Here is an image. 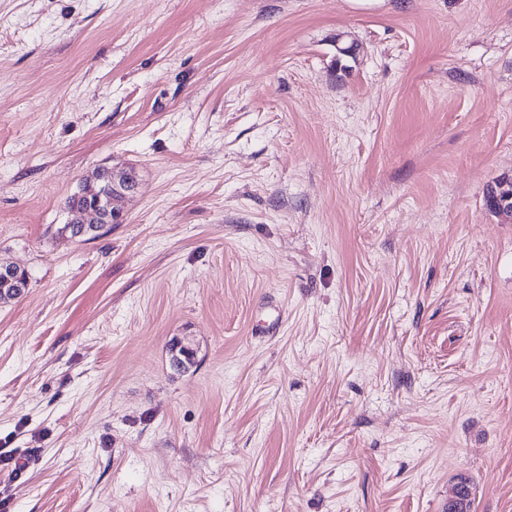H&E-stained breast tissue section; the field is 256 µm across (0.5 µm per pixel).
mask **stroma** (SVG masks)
<instances>
[{
    "label": "stroma",
    "instance_id": "obj_1",
    "mask_svg": "<svg viewBox=\"0 0 512 512\" xmlns=\"http://www.w3.org/2000/svg\"><path fill=\"white\" fill-rule=\"evenodd\" d=\"M505 176L512 0H0V512H512ZM92 195L95 196L94 205H90L83 210L76 211L75 220L58 228V233H68L70 238H75L81 232V228L75 232V227L71 228L70 224H89L86 234L78 237L79 239L85 238L84 240L88 241L109 232L112 229V222H116L123 217L122 212L119 213L116 210L114 212L112 211V206L118 203V201L113 197H106L103 199V193L98 192L95 188H90L87 191V197L90 198ZM93 224L97 225L95 226ZM98 224H109V226L106 228V231L100 233L103 230H100L101 227ZM20 268L14 265L0 266V276L5 279H13ZM29 277L23 272L18 278H14L10 283L0 280V301L17 299L24 295L26 289L29 287ZM198 348L185 339L177 338L172 343L171 366L188 369L196 363ZM173 367V366H172ZM471 495L468 479L461 476L452 489V495L448 498V512H470Z\"/></svg>",
    "mask_w": 512,
    "mask_h": 512
}]
</instances>
